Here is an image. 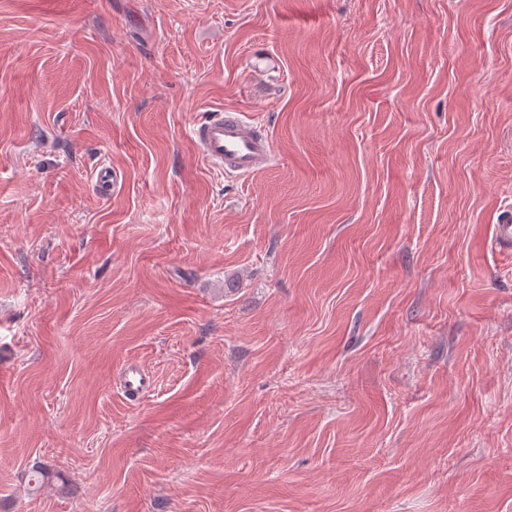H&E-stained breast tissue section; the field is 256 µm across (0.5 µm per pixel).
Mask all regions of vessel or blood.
<instances>
[{
	"mask_svg": "<svg viewBox=\"0 0 512 512\" xmlns=\"http://www.w3.org/2000/svg\"><path fill=\"white\" fill-rule=\"evenodd\" d=\"M192 137L202 158L225 175L243 177L270 166V136L234 110L219 111L197 124Z\"/></svg>",
	"mask_w": 512,
	"mask_h": 512,
	"instance_id": "b4317fda",
	"label": "vessel or blood"
}]
</instances>
